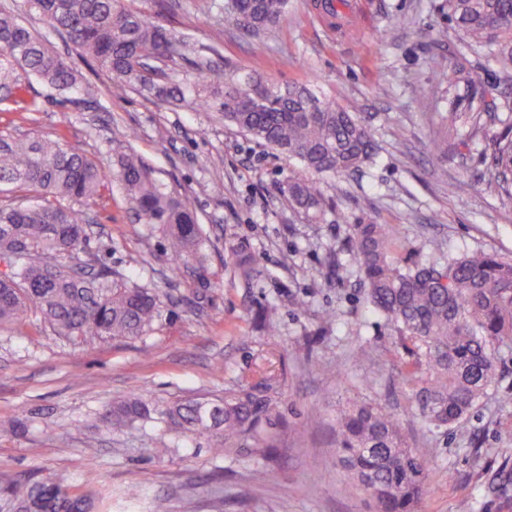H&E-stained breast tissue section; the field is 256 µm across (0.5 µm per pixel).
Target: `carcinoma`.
Masks as SVG:
<instances>
[{
    "instance_id": "1",
    "label": "carcinoma",
    "mask_w": 512,
    "mask_h": 512,
    "mask_svg": "<svg viewBox=\"0 0 512 512\" xmlns=\"http://www.w3.org/2000/svg\"><path fill=\"white\" fill-rule=\"evenodd\" d=\"M133 0H32L39 14L65 33L86 61L97 64L111 92L138 90L175 103L222 113L224 122L296 159L311 174L283 187L291 205L312 219L325 212V175H344L372 159V130L356 113L319 99L305 85L281 88L252 71L227 66L216 74L209 56L179 32L151 22ZM233 20L255 36L276 26L288 0H232ZM443 7L470 49L486 50L499 81L512 84V0H445ZM187 61L190 73L166 77L162 62ZM37 79L55 95L81 89L76 71L22 20L0 11V104L25 99ZM474 113L450 108L440 113L437 153L466 124L485 119L498 127L488 146L491 183L512 199V102L504 111L487 103L492 88L485 72L464 70ZM118 179L140 222L157 227L169 243L171 272L200 258L204 241L197 215L178 193L158 182L131 150L119 162ZM112 173L59 140L0 135V188L34 192L41 202L0 205V256L27 246L8 279H0V325L31 310L68 338H136L161 316L159 295L110 270L86 278L72 265L87 241L88 209ZM69 204L64 205L62 201ZM353 255L367 285L370 304L413 345L425 371L410 373L423 418L452 425L477 405L496 372L494 345L512 337V262L475 253L446 261L401 265L391 257L388 224H353ZM200 399L158 410L140 397L112 404L107 418L116 427L151 423L174 434L211 433L216 454L236 453L258 439L275 407L271 388L245 385L224 395L223 408L204 419ZM338 462L353 485L380 512H412L426 491L424 461L406 445L397 419L372 405H354L338 419ZM90 492L60 482L18 481L0 476V512H90Z\"/></svg>"
}]
</instances>
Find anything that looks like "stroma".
<instances>
[{
	"label": "stroma",
	"mask_w": 512,
	"mask_h": 512,
	"mask_svg": "<svg viewBox=\"0 0 512 512\" xmlns=\"http://www.w3.org/2000/svg\"><path fill=\"white\" fill-rule=\"evenodd\" d=\"M5 2L81 72L84 90L65 100L32 83L38 111L0 112V133L59 136L110 167L134 147L197 213L207 244L203 271L173 277L165 239L135 220L120 185L103 192L85 252L158 293L162 316L144 336L106 342L55 335L34 312L0 327V473L91 491L97 512H151L158 497L169 512H375L336 458L337 417L370 402L398 417L427 462L428 492L415 512H512L503 474L512 469V339L497 344L496 376L466 418L425 422L407 379L413 346L368 302L348 244L351 225L370 221L391 226L401 263L431 260V241L446 258L512 260V204L487 184L484 136L462 130L444 158L434 148L439 112L470 109L461 68L497 72L461 43L442 0H358L363 23L352 39L318 20L322 0H290L261 52L225 15L227 0H135L150 21L212 48L216 68L229 62L273 84H306L372 129L374 159L324 178L328 206L315 223L282 191L288 179L306 178L300 162L218 112L136 91L112 97L106 77L26 0ZM436 53L447 59L441 76L431 68ZM434 90L437 111H423ZM461 181L471 191L457 192ZM239 251L253 261L250 278L235 266ZM262 377L275 390L276 423L265 427L261 451L217 455L204 438L150 424L115 430L104 417L124 397L216 400ZM162 446L167 454L157 455ZM313 458L319 469H310ZM258 469L267 472L261 484L251 480Z\"/></svg>",
	"instance_id": "1"
}]
</instances>
